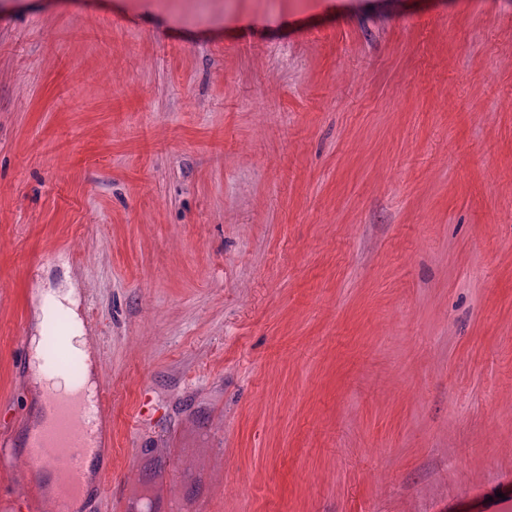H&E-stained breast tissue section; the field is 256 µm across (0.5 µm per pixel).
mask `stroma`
<instances>
[{
	"instance_id": "1",
	"label": "stroma",
	"mask_w": 512,
	"mask_h": 512,
	"mask_svg": "<svg viewBox=\"0 0 512 512\" xmlns=\"http://www.w3.org/2000/svg\"><path fill=\"white\" fill-rule=\"evenodd\" d=\"M77 292L152 512H512V0H0V431ZM77 303L75 289L67 288L49 292L44 298L39 319L43 324L51 317L54 310L67 309L71 313V325L67 336L70 338H80L83 336V326L76 311Z\"/></svg>"
}]
</instances>
